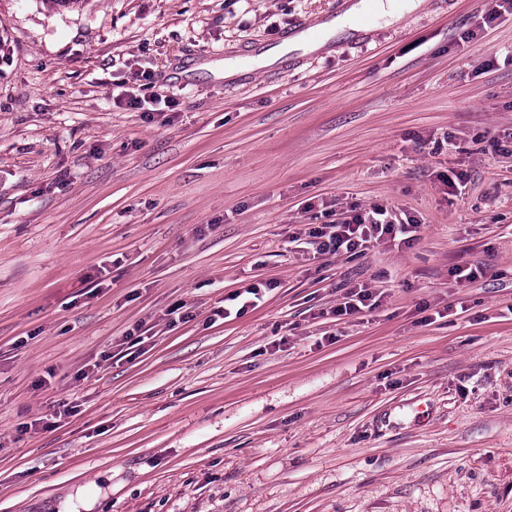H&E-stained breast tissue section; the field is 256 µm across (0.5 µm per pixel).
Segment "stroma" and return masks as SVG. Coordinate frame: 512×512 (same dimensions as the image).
Listing matches in <instances>:
<instances>
[{
  "label": "stroma",
  "mask_w": 512,
  "mask_h": 512,
  "mask_svg": "<svg viewBox=\"0 0 512 512\" xmlns=\"http://www.w3.org/2000/svg\"><path fill=\"white\" fill-rule=\"evenodd\" d=\"M489 7L422 0L226 78L336 0H0V512H512V14ZM373 204L417 239L288 243ZM363 283L380 306L335 318Z\"/></svg>",
  "instance_id": "1"
}]
</instances>
